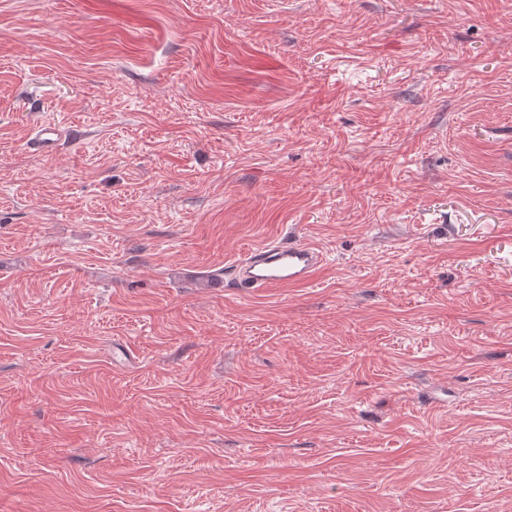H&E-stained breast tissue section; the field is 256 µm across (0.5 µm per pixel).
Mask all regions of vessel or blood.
<instances>
[{
    "instance_id": "obj_1",
    "label": "vessel or blood",
    "mask_w": 512,
    "mask_h": 512,
    "mask_svg": "<svg viewBox=\"0 0 512 512\" xmlns=\"http://www.w3.org/2000/svg\"><path fill=\"white\" fill-rule=\"evenodd\" d=\"M72 138L68 128L44 121L32 129L27 148L34 154L50 156ZM324 261L322 252L306 242L270 244L242 257L237 264L239 281L256 291L303 286L312 282Z\"/></svg>"
}]
</instances>
